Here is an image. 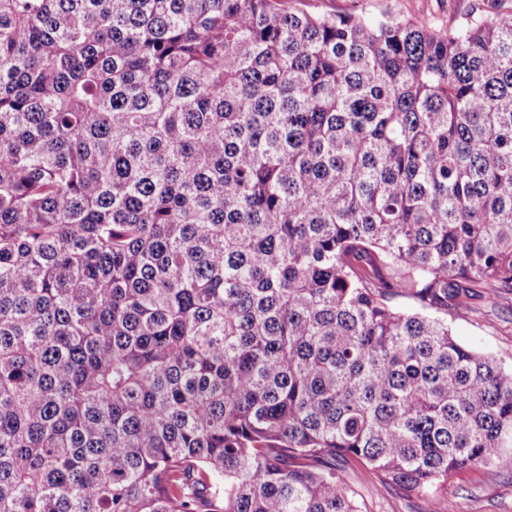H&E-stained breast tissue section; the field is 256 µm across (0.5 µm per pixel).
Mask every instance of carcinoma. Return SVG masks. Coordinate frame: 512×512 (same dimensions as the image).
<instances>
[{"label": "carcinoma", "mask_w": 512, "mask_h": 512, "mask_svg": "<svg viewBox=\"0 0 512 512\" xmlns=\"http://www.w3.org/2000/svg\"><path fill=\"white\" fill-rule=\"evenodd\" d=\"M512 10L0 0V512H444L512 467ZM491 0H282L283 7L313 14L382 18L398 16L437 25L455 26ZM473 305L475 312L451 323L453 333L465 345L512 367V294H503L495 306L482 297H476ZM347 471L353 488L364 498L371 512H426L427 501L408 496L395 486L381 483L377 473L356 460H349Z\"/></svg>", "instance_id": "carcinoma-1"}]
</instances>
